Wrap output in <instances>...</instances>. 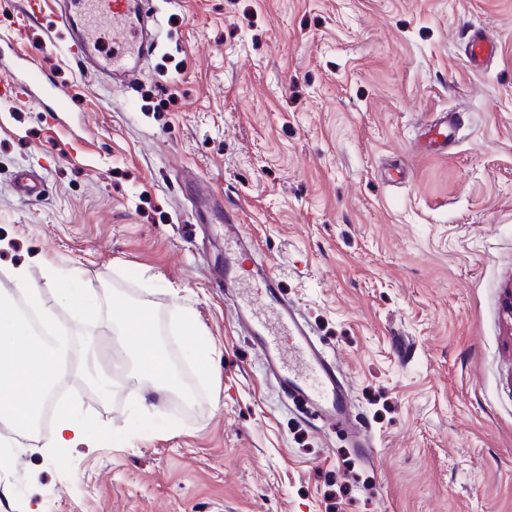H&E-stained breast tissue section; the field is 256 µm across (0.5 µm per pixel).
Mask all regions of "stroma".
<instances>
[{
    "label": "stroma",
    "mask_w": 512,
    "mask_h": 512,
    "mask_svg": "<svg viewBox=\"0 0 512 512\" xmlns=\"http://www.w3.org/2000/svg\"><path fill=\"white\" fill-rule=\"evenodd\" d=\"M24 5L0 0V74L35 55L69 109L0 101V287L64 327L66 407L125 442L50 455L53 423H0L23 459L0 512H512V0H150L158 46L126 92L81 77L54 0L14 43ZM477 27L499 48L478 73ZM451 109L455 144L420 151ZM23 171L39 195H17ZM229 218L340 359L372 451L265 374L224 285ZM64 278L96 320L62 304ZM119 301L153 318L165 397L140 402L117 367L111 392L87 380ZM179 318L187 329V335H194L187 340L188 349L190 353L195 354L196 361L204 365L208 358V348L206 340L201 337L202 334L198 333L194 327V318L190 310L181 308L179 310Z\"/></svg>",
    "instance_id": "stroma-1"
}]
</instances>
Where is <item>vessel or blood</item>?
Segmentation results:
<instances>
[{
  "label": "vessel or blood",
  "mask_w": 512,
  "mask_h": 512,
  "mask_svg": "<svg viewBox=\"0 0 512 512\" xmlns=\"http://www.w3.org/2000/svg\"><path fill=\"white\" fill-rule=\"evenodd\" d=\"M148 17L143 0H59L55 12L67 33V50L84 76H117L125 86L137 81L138 61L156 47L146 27ZM466 49L470 65L477 68L495 55L496 40L488 31L476 29L467 34ZM17 86L26 98L48 97L52 111L68 109L62 95L46 84L36 59H29L27 75ZM462 117V112L454 110L427 124L429 145L445 147ZM224 274L239 288L237 322L247 331L282 393L314 410L323 422L347 432L354 447L371 448L352 414L349 388L337 362L315 338L300 309L282 296L273 272L245 267L238 253L227 258ZM253 280L263 283L264 296H252L249 283Z\"/></svg>",
  "instance_id": "obj_1"
}]
</instances>
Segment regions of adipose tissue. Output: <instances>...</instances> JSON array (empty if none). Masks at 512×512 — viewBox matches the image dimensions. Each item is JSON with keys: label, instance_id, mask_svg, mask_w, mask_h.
<instances>
[{"label": "adipose tissue", "instance_id": "1", "mask_svg": "<svg viewBox=\"0 0 512 512\" xmlns=\"http://www.w3.org/2000/svg\"><path fill=\"white\" fill-rule=\"evenodd\" d=\"M119 357L130 363L134 381L151 379L153 393L169 390L170 365L154 339L152 319L141 308L124 302L113 308ZM68 340L35 341L29 323L12 307L8 290H0V420L20 431L32 430L41 403L65 371Z\"/></svg>", "mask_w": 512, "mask_h": 512}]
</instances>
